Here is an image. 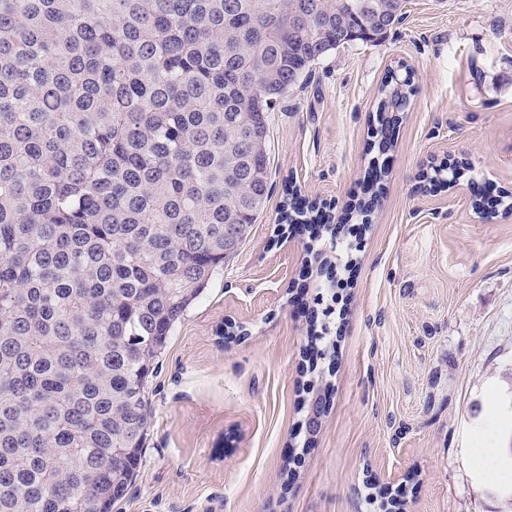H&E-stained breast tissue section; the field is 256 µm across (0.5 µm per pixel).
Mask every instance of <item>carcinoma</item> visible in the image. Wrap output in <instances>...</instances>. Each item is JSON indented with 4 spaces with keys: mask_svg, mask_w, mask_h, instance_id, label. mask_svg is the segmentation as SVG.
I'll return each mask as SVG.
<instances>
[{
    "mask_svg": "<svg viewBox=\"0 0 512 512\" xmlns=\"http://www.w3.org/2000/svg\"><path fill=\"white\" fill-rule=\"evenodd\" d=\"M404 7L0 0V512L127 496L156 357L268 199L269 113ZM380 94L379 142L413 76ZM316 219L289 192L279 221Z\"/></svg>",
    "mask_w": 512,
    "mask_h": 512,
    "instance_id": "carcinoma-1",
    "label": "carcinoma"
}]
</instances>
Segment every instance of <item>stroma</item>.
<instances>
[{
	"label": "stroma",
	"instance_id": "obj_1",
	"mask_svg": "<svg viewBox=\"0 0 512 512\" xmlns=\"http://www.w3.org/2000/svg\"><path fill=\"white\" fill-rule=\"evenodd\" d=\"M374 42L319 60L269 117L270 194L238 251L175 324L147 385L151 422L112 512H512L484 451L512 438V0H407ZM416 91L393 145L372 135L400 64ZM452 159L456 187L433 178ZM385 170L356 248L276 222L288 188L348 223ZM342 282L322 357L308 309ZM243 336L229 339L228 325ZM327 387L316 431L310 385Z\"/></svg>",
	"mask_w": 512,
	"mask_h": 512
}]
</instances>
